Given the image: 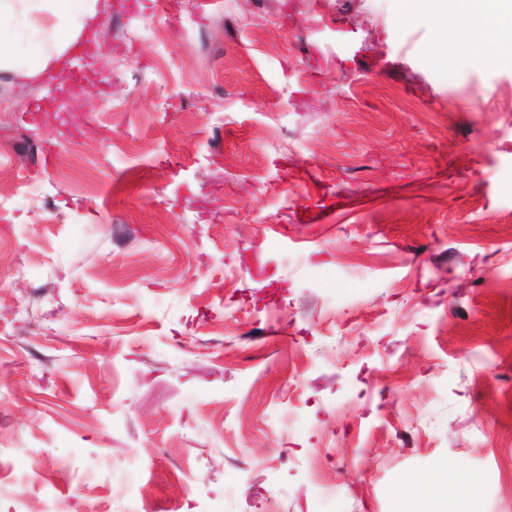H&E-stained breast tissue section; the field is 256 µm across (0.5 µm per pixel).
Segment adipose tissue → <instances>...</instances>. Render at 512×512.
<instances>
[{
	"instance_id": "adipose-tissue-1",
	"label": "adipose tissue",
	"mask_w": 512,
	"mask_h": 512,
	"mask_svg": "<svg viewBox=\"0 0 512 512\" xmlns=\"http://www.w3.org/2000/svg\"><path fill=\"white\" fill-rule=\"evenodd\" d=\"M403 0L406 13L432 12L439 60H447L449 33H456L474 56L512 58V0L490 6L488 0ZM99 0H0V74L24 84L54 71L57 62L83 37L92 34ZM414 494L435 504V512H479L474 480L448 465L434 476L410 477Z\"/></svg>"
}]
</instances>
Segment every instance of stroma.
I'll list each match as a JSON object with an SVG mask.
<instances>
[{
    "label": "stroma",
    "instance_id": "stroma-1",
    "mask_svg": "<svg viewBox=\"0 0 512 512\" xmlns=\"http://www.w3.org/2000/svg\"><path fill=\"white\" fill-rule=\"evenodd\" d=\"M196 2L0 82V512H426L441 463L512 512V64Z\"/></svg>",
    "mask_w": 512,
    "mask_h": 512
}]
</instances>
